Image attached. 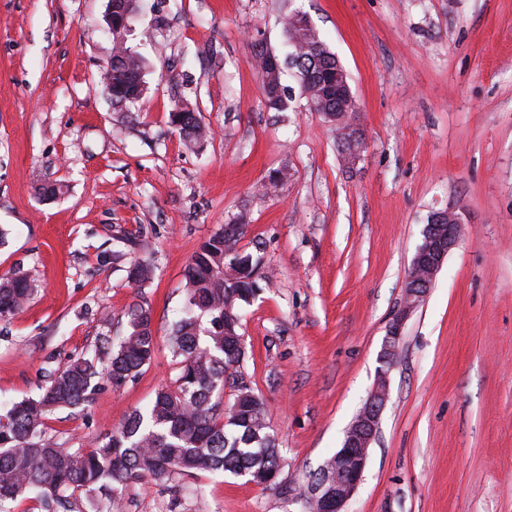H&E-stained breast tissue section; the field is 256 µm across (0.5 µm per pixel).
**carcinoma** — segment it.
Listing matches in <instances>:
<instances>
[{"mask_svg": "<svg viewBox=\"0 0 512 512\" xmlns=\"http://www.w3.org/2000/svg\"><path fill=\"white\" fill-rule=\"evenodd\" d=\"M284 32L292 51L290 68L299 95L334 123L354 112L349 75L309 17L294 10ZM124 31L112 32V104L134 107L144 96L145 62L127 46ZM268 49L255 46L264 102L268 110L288 109L283 69ZM180 126L186 146L201 147L209 135L192 104L181 101ZM245 217L224 225L205 240L185 270V303L167 336L176 366L174 384L156 392L145 409L133 411L121 427L95 447L64 448L47 433L49 416L86 403L101 379L118 388L134 380L157 350L150 309L137 304L127 312V330L118 340L97 337L92 355L78 356L45 377L39 395L0 408V510L7 502L35 496L45 512L67 500L68 493L107 492L108 512H123V491L152 480L168 484L177 476L229 472L266 487H278L284 457L269 432L263 403L229 373L248 358L240 310L261 290L259 262L239 250ZM36 284L15 269L0 275V321L18 315ZM234 391L223 404L224 389Z\"/></svg>", "mask_w": 512, "mask_h": 512, "instance_id": "carcinoma-1", "label": "carcinoma"}]
</instances>
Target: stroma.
<instances>
[{
	"label": "stroma",
	"mask_w": 512,
	"mask_h": 512,
	"mask_svg": "<svg viewBox=\"0 0 512 512\" xmlns=\"http://www.w3.org/2000/svg\"><path fill=\"white\" fill-rule=\"evenodd\" d=\"M108 0H0V273L37 289L0 323V401L123 335L149 307L159 346L133 381L101 383L48 431L85 448L118 429L176 370L164 345L184 270L238 214L239 248L271 282L242 309L244 382L264 403L298 486L339 450L376 378L388 325L429 217L464 234L407 320L390 397L347 512H512V0H141L125 39L147 62L141 105L113 106ZM306 13L350 76L365 132L354 170L332 127L297 98L267 111L253 46L286 51ZM196 104L211 136L189 150L172 123ZM287 169L273 194L258 187ZM63 187L47 198L40 189ZM142 259L153 280L129 277ZM151 482L124 512H300L231 474Z\"/></svg>",
	"instance_id": "35a3bbf8"
}]
</instances>
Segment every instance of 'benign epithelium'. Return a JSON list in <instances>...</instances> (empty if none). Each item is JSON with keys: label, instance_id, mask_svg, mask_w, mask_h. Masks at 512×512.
Masks as SVG:
<instances>
[{"label": "benign epithelium", "instance_id": "1", "mask_svg": "<svg viewBox=\"0 0 512 512\" xmlns=\"http://www.w3.org/2000/svg\"><path fill=\"white\" fill-rule=\"evenodd\" d=\"M458 217L448 215L447 233L435 235L433 225H425L426 243L417 249L408 271L404 288V301L388 326L379 355V368L374 386L366 404L345 431L342 447L336 455V472L321 471V480L311 486L307 497L318 505L319 512H346L345 506L357 491L367 465L369 448L379 428L381 414L389 397V371L402 337L404 325L427 292L423 282L416 280L417 273L426 269L430 278L441 270L449 252L461 237Z\"/></svg>", "mask_w": 512, "mask_h": 512}]
</instances>
